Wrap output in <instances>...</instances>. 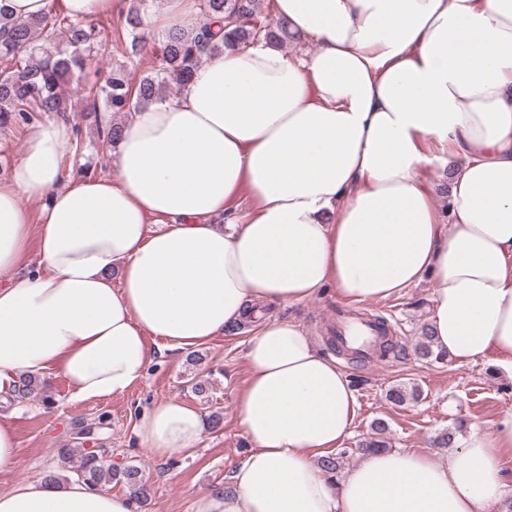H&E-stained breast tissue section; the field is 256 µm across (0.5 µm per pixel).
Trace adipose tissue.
Segmentation results:
<instances>
[{"label": "adipose tissue", "mask_w": 512, "mask_h": 512, "mask_svg": "<svg viewBox=\"0 0 512 512\" xmlns=\"http://www.w3.org/2000/svg\"><path fill=\"white\" fill-rule=\"evenodd\" d=\"M274 15L314 54L262 40L203 56L178 96L132 113L117 177L65 175L71 125L33 127L0 180V271L15 274L0 388L57 373L73 399H108L145 378L148 339L242 334L251 450L193 512H512V412L469 424L442 462L392 449L324 471L355 392L298 323L257 311L327 290L376 303L428 279L435 350L512 379V0H274ZM426 171L447 174V211ZM208 431L176 397L135 423L160 458ZM0 512L137 503L39 479L0 492Z\"/></svg>", "instance_id": "ef3b65f1"}]
</instances>
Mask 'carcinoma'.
<instances>
[{
  "mask_svg": "<svg viewBox=\"0 0 512 512\" xmlns=\"http://www.w3.org/2000/svg\"><path fill=\"white\" fill-rule=\"evenodd\" d=\"M154 0H128L118 16L119 26L115 47L126 60L137 57L146 46L145 31L149 26ZM204 20L188 28H172L158 38L155 47L158 65L153 71L131 81L125 66L113 68L104 81L84 80L87 53L94 49L96 26L90 18L78 19L66 12H48L24 21L12 20L0 13V126L28 122L36 115L53 114L64 117L72 111L63 94L66 85L80 81L81 93L92 106L102 105L114 114H130L166 97L172 86L182 87L194 68L201 62L202 53H224V47H245L261 39L283 46L298 42L281 22L263 15L261 0H200ZM224 25L212 28V20ZM123 124L112 123L99 132L102 152L117 146ZM417 356L426 361L442 360L446 354L436 352L429 330H424L416 345ZM413 386L392 388L389 399L401 405L420 398ZM388 424L373 423L374 436L358 443V450L389 449L384 440ZM464 428L463 421L434 437L433 444L447 448L455 444L456 433ZM348 450L328 455L318 461L326 471L338 474L344 466ZM62 462L70 464L71 472L96 488L112 470L105 467L102 457L93 451L75 455L61 452ZM132 493H139L140 471L130 466L117 472Z\"/></svg>",
  "mask_w": 512,
  "mask_h": 512,
  "instance_id": "1",
  "label": "carcinoma"
}]
</instances>
